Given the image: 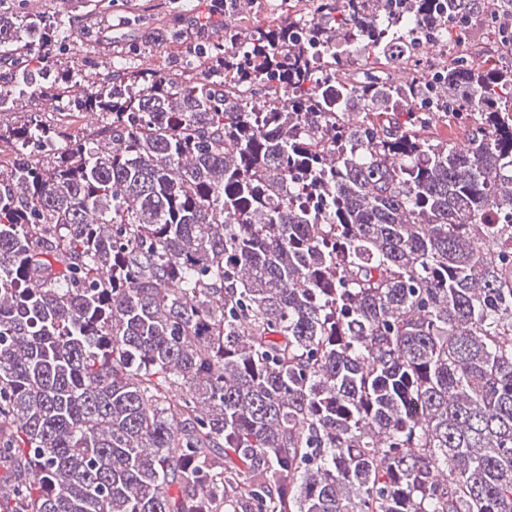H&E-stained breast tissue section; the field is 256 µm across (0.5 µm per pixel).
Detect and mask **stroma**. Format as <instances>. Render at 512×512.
<instances>
[{
    "instance_id": "1",
    "label": "stroma",
    "mask_w": 512,
    "mask_h": 512,
    "mask_svg": "<svg viewBox=\"0 0 512 512\" xmlns=\"http://www.w3.org/2000/svg\"><path fill=\"white\" fill-rule=\"evenodd\" d=\"M0 9L33 10L49 20L65 19V52L48 58L36 48L29 56L31 66L46 74L72 60L84 63L91 72L114 65L133 69L148 62L177 78L182 68L180 61L168 57L169 29H184L183 45L188 50L195 46V35L189 30L192 22L206 24L208 40L224 37V20L211 16L210 0H143L137 13L129 9L126 0H0ZM0 94L14 100L5 115L9 122L35 112L44 122L79 136H93L101 128L100 123L87 122L65 103L19 93L6 74L0 76Z\"/></svg>"
}]
</instances>
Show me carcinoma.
<instances>
[{
    "label": "carcinoma",
    "mask_w": 512,
    "mask_h": 512,
    "mask_svg": "<svg viewBox=\"0 0 512 512\" xmlns=\"http://www.w3.org/2000/svg\"><path fill=\"white\" fill-rule=\"evenodd\" d=\"M315 13L362 76L314 20L224 28L202 77L48 84L24 57L64 20L0 12L13 82L106 119L0 125L6 512H512V0ZM468 19L495 64L452 54ZM422 25L453 35L396 84ZM399 93L431 111L375 120ZM470 112H463L461 117L448 113L432 129V134L442 143L461 144L465 141L468 128L473 124Z\"/></svg>",
    "instance_id": "cac0c4a2"
}]
</instances>
